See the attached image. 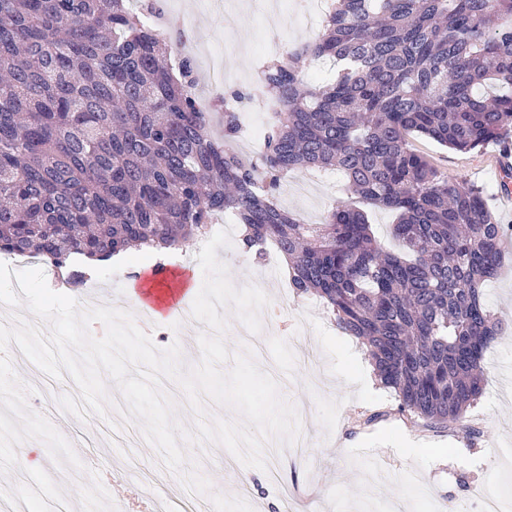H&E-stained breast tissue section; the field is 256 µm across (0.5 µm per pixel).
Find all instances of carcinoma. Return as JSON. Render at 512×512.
Masks as SVG:
<instances>
[{
  "label": "carcinoma",
  "mask_w": 512,
  "mask_h": 512,
  "mask_svg": "<svg viewBox=\"0 0 512 512\" xmlns=\"http://www.w3.org/2000/svg\"><path fill=\"white\" fill-rule=\"evenodd\" d=\"M162 13L160 0H0V253L78 285L82 264L177 249L231 215L243 251L277 244L295 293L363 341L400 412L462 423L499 331L482 288L512 225L408 135L457 152L512 136V0H330L317 36L258 73L276 110L255 163L226 148L250 94L224 98L214 132ZM324 58L335 75L307 82L304 65ZM300 168L342 174L350 199L302 222L277 203ZM355 199L397 213L399 252Z\"/></svg>",
  "instance_id": "obj_1"
}]
</instances>
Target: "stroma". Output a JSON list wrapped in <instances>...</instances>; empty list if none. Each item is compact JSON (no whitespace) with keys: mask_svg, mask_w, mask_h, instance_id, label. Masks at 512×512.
Listing matches in <instances>:
<instances>
[{"mask_svg":"<svg viewBox=\"0 0 512 512\" xmlns=\"http://www.w3.org/2000/svg\"><path fill=\"white\" fill-rule=\"evenodd\" d=\"M164 10L188 37L200 109H208L211 99L230 90L251 89L255 95L240 118L263 126L271 102L255 87L269 27L277 28L287 48L311 40L321 28L320 22H305L296 10L283 9L270 18L265 0H229L221 9L200 7L199 0H164ZM411 139L450 181L481 187L497 220L512 224V206L500 199L502 143L491 141L463 153L416 133ZM288 179L307 184L308 191L299 198L282 188L278 201L309 224L345 196L335 179L314 170L292 171ZM240 235V228H233L229 246L217 255L233 285L257 286L270 298L260 313L267 339L266 355L258 365L271 367L273 378L283 384V399L306 406L300 433L306 448L296 455L276 439L265 440L268 467L276 465L281 471L276 485L266 470L244 467L216 445L183 443L187 462H198L206 477L223 474L225 495L258 506L288 501L295 512H432L437 503L456 512H478L484 495L512 499V391L500 381L504 366L512 362V243L503 244V267L483 288L486 307L502 324L485 355L484 392L462 425L436 432L399 414L393 389L376 380L363 381L361 371L371 367L372 359L361 340L338 327L319 297L289 288L283 257H276L271 277H263L262 260L241 250ZM146 264V256L130 252L125 262L90 271L79 293L123 300L158 349L180 343L185 366H196L200 349L188 327L172 319L152 320L129 299L130 283ZM71 382L68 376L45 378V390L31 393L28 406L66 430L69 443H84L82 469L68 480L50 477L52 459L39 441L29 445L25 464L0 476L16 486L30 512H53L61 497L67 498L70 512H101L106 506L112 512H149L157 500L165 502L168 512H208L209 500L187 492L155 448L113 446L116 434L141 439L138 423L112 416L81 420L63 412L58 400L68 394Z\"/></svg>","mask_w":512,"mask_h":512,"instance_id":"stroma-1","label":"stroma"}]
</instances>
